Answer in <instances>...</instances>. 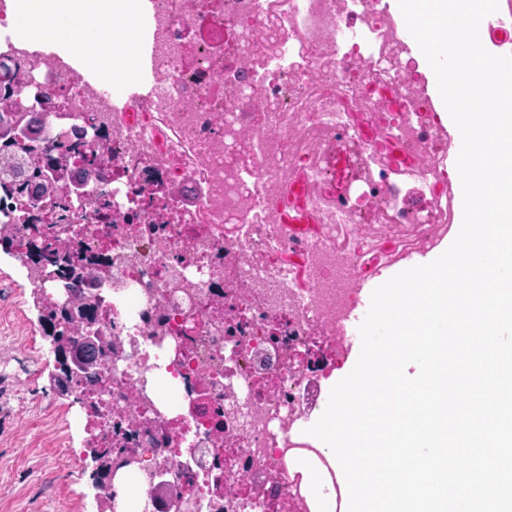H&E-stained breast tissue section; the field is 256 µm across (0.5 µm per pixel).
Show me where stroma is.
<instances>
[{
    "label": "stroma",
    "instance_id": "35a3bbf8",
    "mask_svg": "<svg viewBox=\"0 0 512 512\" xmlns=\"http://www.w3.org/2000/svg\"><path fill=\"white\" fill-rule=\"evenodd\" d=\"M34 294L0 244V512H96L86 409L53 388Z\"/></svg>",
    "mask_w": 512,
    "mask_h": 512
}]
</instances>
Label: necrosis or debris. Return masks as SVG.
Returning <instances> with one entry per match:
<instances>
[{
	"label": "necrosis or debris",
	"instance_id": "1",
	"mask_svg": "<svg viewBox=\"0 0 512 512\" xmlns=\"http://www.w3.org/2000/svg\"><path fill=\"white\" fill-rule=\"evenodd\" d=\"M149 92L21 47L0 0V96H41L40 140L78 153L28 214L106 262L97 384L73 386L108 458L99 512H318L297 440L351 345L365 271L456 221L448 128L388 0H150ZM97 157L101 175H85Z\"/></svg>",
	"mask_w": 512,
	"mask_h": 512
}]
</instances>
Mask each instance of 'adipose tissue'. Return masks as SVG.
<instances>
[{
    "label": "adipose tissue",
    "instance_id": "obj_1",
    "mask_svg": "<svg viewBox=\"0 0 512 512\" xmlns=\"http://www.w3.org/2000/svg\"><path fill=\"white\" fill-rule=\"evenodd\" d=\"M140 0H15L14 10L28 18L22 31L26 43L49 48L67 47L74 35L89 32L84 42V57L99 73L120 70L133 75L138 58L116 55L105 31L122 26L129 37H139L134 24Z\"/></svg>",
    "mask_w": 512,
    "mask_h": 512
}]
</instances>
